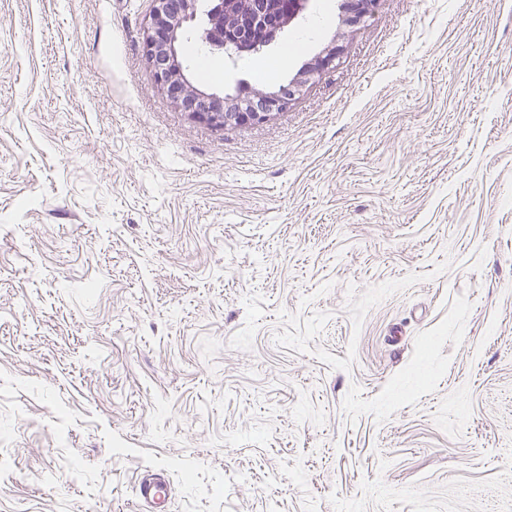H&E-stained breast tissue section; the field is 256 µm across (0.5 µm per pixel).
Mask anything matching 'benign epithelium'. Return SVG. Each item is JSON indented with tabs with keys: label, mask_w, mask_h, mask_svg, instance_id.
<instances>
[{
	"label": "benign epithelium",
	"mask_w": 512,
	"mask_h": 512,
	"mask_svg": "<svg viewBox=\"0 0 512 512\" xmlns=\"http://www.w3.org/2000/svg\"><path fill=\"white\" fill-rule=\"evenodd\" d=\"M155 0L145 30L144 56L156 82L174 105L190 118L216 130L264 123L283 110L315 77L336 67L345 51L334 38L303 63L291 77L256 99L242 102L240 93L199 87L188 72L182 45L192 33L208 53L230 57L263 51L293 24L306 0H250L248 9H235L237 0ZM378 0H343L339 22L354 27L373 13ZM230 14L233 24L224 23Z\"/></svg>",
	"instance_id": "obj_1"
}]
</instances>
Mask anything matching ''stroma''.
<instances>
[{
  "label": "stroma",
  "instance_id": "1",
  "mask_svg": "<svg viewBox=\"0 0 512 512\" xmlns=\"http://www.w3.org/2000/svg\"><path fill=\"white\" fill-rule=\"evenodd\" d=\"M153 6L0 0V512H150L154 472L168 512H512V0H379L224 131ZM170 493V485L160 473L144 476L138 484L139 497L145 502L157 504L164 501Z\"/></svg>",
  "mask_w": 512,
  "mask_h": 512
}]
</instances>
